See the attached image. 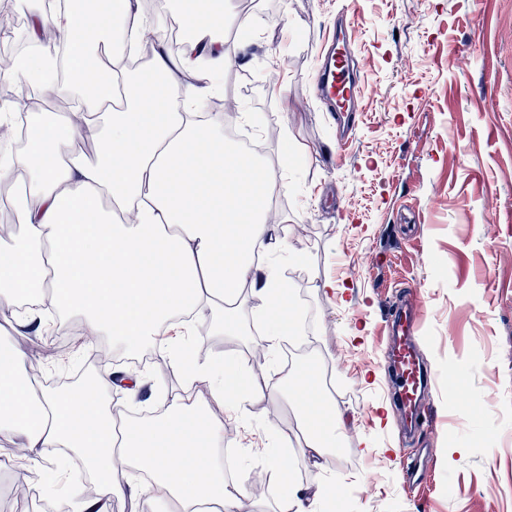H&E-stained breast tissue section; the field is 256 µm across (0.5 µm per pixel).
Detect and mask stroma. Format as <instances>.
<instances>
[{
  "label": "stroma",
  "mask_w": 512,
  "mask_h": 512,
  "mask_svg": "<svg viewBox=\"0 0 512 512\" xmlns=\"http://www.w3.org/2000/svg\"><path fill=\"white\" fill-rule=\"evenodd\" d=\"M247 36L226 42L232 63L214 99L246 109L280 188L287 247L265 256L292 290L331 395L351 418L341 453L312 467L300 452L283 343L267 346L251 293L234 299L238 329L198 322L200 364L231 360L241 378L264 371L277 395L254 394L224 445L237 455L227 481L249 512H280L264 476L277 449L300 487L333 486L324 512H512V0H253ZM350 21L365 94L348 144L316 96L321 45ZM336 282L337 291L323 281ZM417 289L419 352L438 374L424 486L404 485L391 455L400 417L386 395L380 330L395 290ZM96 338L97 364L124 357L80 312L42 322L21 340L46 380L68 363L59 330ZM141 409L164 415L168 397L207 395L173 368L149 375ZM458 449L452 463L443 451ZM0 446V512H54L45 472Z\"/></svg>",
  "instance_id": "1"
}]
</instances>
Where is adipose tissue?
<instances>
[{
    "label": "adipose tissue",
    "instance_id": "ef3b65f1",
    "mask_svg": "<svg viewBox=\"0 0 512 512\" xmlns=\"http://www.w3.org/2000/svg\"><path fill=\"white\" fill-rule=\"evenodd\" d=\"M185 4L166 0L191 33L188 50L172 54L163 28L154 29L141 75L121 68L112 52L118 35L125 50L139 49L138 36L150 26L138 0H108L102 15L70 6L49 12L44 0H31L27 40L37 52L18 72L27 77L52 62L45 31L67 45L96 158L63 162L77 134L70 113H30L27 146L0 160V185L18 176L24 183L9 199L23 229L0 239V303L12 305L23 288L42 299L48 317L80 305L95 329L131 351L152 339L158 357L197 381L215 367L190 363L183 343L166 339L175 316L187 312L234 330L233 299L247 284L263 308L278 313L268 342L293 329L283 281L255 258L288 238L287 225L270 217L278 187L257 155L226 143L222 113L198 110L230 62L225 30L246 22L208 2L192 10ZM40 374L18 343L0 341V437L20 439L31 463L40 464L43 449L66 448L110 497L124 496L115 473L136 471L149 477L150 502L169 512H242L239 489L213 461L224 446V422L212 406L233 410L245 399L229 387L234 366L225 365L226 383L209 398L174 397L161 418L123 431L104 398L111 365L97 369L93 384L65 390L46 389ZM290 393L302 415L301 453L319 462L339 445L346 415L310 376H296ZM265 456V475L284 489L283 512H317L322 490L303 492L275 449Z\"/></svg>",
    "mask_w": 512,
    "mask_h": 512
}]
</instances>
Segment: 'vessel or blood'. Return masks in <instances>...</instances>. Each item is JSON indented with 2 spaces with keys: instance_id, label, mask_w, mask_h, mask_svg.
<instances>
[{
  "instance_id": "obj_1",
  "label": "vessel or blood",
  "mask_w": 512,
  "mask_h": 512,
  "mask_svg": "<svg viewBox=\"0 0 512 512\" xmlns=\"http://www.w3.org/2000/svg\"><path fill=\"white\" fill-rule=\"evenodd\" d=\"M364 94V86L352 74V57L347 37L333 35L318 75V97L327 111L350 112ZM419 323L413 302L397 305L388 323L387 368L391 382L389 397L402 421L403 436L420 427V410L429 403L437 385L436 373L417 352L415 336Z\"/></svg>"
}]
</instances>
